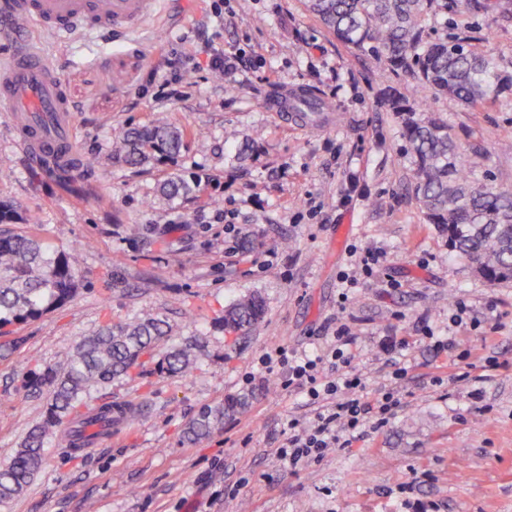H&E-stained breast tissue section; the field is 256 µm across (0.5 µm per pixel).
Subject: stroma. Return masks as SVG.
I'll return each instance as SVG.
<instances>
[{"label": "stroma", "instance_id": "obj_1", "mask_svg": "<svg viewBox=\"0 0 512 512\" xmlns=\"http://www.w3.org/2000/svg\"><path fill=\"white\" fill-rule=\"evenodd\" d=\"M455 30L512 75V22L460 13ZM28 35L74 109L76 164L62 175L32 164L0 112V202L25 218L11 232L78 250L82 278L62 306L0 328V467L46 415L31 372L139 316L179 333L107 390L141 415L80 453L57 431L39 473L0 512H512V279L487 283L421 211L400 122L379 105L389 86L411 96L410 80L337 40L305 0H157L135 29L62 39L33 24ZM204 40L241 57L236 73L211 71ZM157 72L188 77L189 97L157 99ZM273 84L322 91L329 119L314 130L282 123L265 106ZM425 110L447 119L475 177L512 186V152L498 149L512 95L471 109L430 94ZM159 112L200 135L143 167L113 154L115 131ZM174 175L192 190L171 200L159 187ZM353 248L381 250L385 262L345 291ZM250 292L265 300L263 319L224 329L225 309ZM458 302L468 308L459 326L449 320ZM340 321L356 335L350 370L365 396L393 389L405 405L294 472L278 450L289 419L314 407L259 360L279 345L320 353ZM186 337L197 367L161 373L158 360ZM391 337L406 340L404 354L384 350ZM448 337L470 353L468 380L433 348ZM237 397L242 412L185 443L202 407Z\"/></svg>", "mask_w": 512, "mask_h": 512}]
</instances>
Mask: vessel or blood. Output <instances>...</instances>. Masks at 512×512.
Segmentation results:
<instances>
[{
    "label": "vessel or blood",
    "instance_id": "vessel-or-blood-1",
    "mask_svg": "<svg viewBox=\"0 0 512 512\" xmlns=\"http://www.w3.org/2000/svg\"><path fill=\"white\" fill-rule=\"evenodd\" d=\"M155 0H0V26L18 36L7 62H0V112L11 113L14 126L33 162H44L71 150L70 124L59 80L43 51L26 40L28 23L58 34L73 30L131 29L148 19ZM316 93L304 87L279 89L268 105L283 122L318 128L323 116L304 109Z\"/></svg>",
    "mask_w": 512,
    "mask_h": 512
}]
</instances>
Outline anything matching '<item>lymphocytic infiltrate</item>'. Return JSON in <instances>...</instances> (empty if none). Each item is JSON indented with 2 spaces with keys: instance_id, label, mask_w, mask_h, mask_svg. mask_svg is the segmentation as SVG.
Instances as JSON below:
<instances>
[{
  "instance_id": "lymphocytic-infiltrate-1",
  "label": "lymphocytic infiltrate",
  "mask_w": 512,
  "mask_h": 512,
  "mask_svg": "<svg viewBox=\"0 0 512 512\" xmlns=\"http://www.w3.org/2000/svg\"><path fill=\"white\" fill-rule=\"evenodd\" d=\"M354 341L351 328L342 323L323 354L292 356L279 348L262 357V367L276 375L282 389H301L320 405L309 425L289 420L288 445L279 451L289 467L297 469L322 460L328 450L341 447L342 434L357 433L368 424L377 429L386 426L401 405V396L392 391L372 399L364 397L361 378L348 371L346 348Z\"/></svg>"
}]
</instances>
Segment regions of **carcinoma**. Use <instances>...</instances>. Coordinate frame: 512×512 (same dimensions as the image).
Returning <instances> with one entry per match:
<instances>
[{"instance_id":"obj_1","label":"carcinoma","mask_w":512,"mask_h":512,"mask_svg":"<svg viewBox=\"0 0 512 512\" xmlns=\"http://www.w3.org/2000/svg\"><path fill=\"white\" fill-rule=\"evenodd\" d=\"M309 9L342 43L399 76L412 81L413 91H430L468 108L485 107L512 91V81L499 73L494 57L454 33L431 35L430 21L467 9L488 12L485 0H308ZM382 105L401 120L406 154L413 164L414 192L430 223L448 235L451 252L469 260L475 272L494 284L512 279V190L478 180L465 171V150L457 146L448 120L417 116V109L396 90L382 94ZM195 127H177L159 115L147 125L120 132L116 152L131 166L176 155ZM172 197L191 191L188 182L173 177L164 183ZM79 254L52 248L37 235L0 234V326L43 316L78 291ZM265 312L263 299L244 295L224 314V326L242 329ZM167 320L139 318L101 327L79 339L61 364L33 383L47 387L49 408L32 429L11 462L0 468V504L19 495L41 469L47 439L56 428L70 426L69 445L81 448L91 436L86 427L108 429L137 409L101 404L87 411L93 393L152 358L158 344L174 335ZM198 362L196 345L184 342L162 360L170 375L187 373ZM242 402L231 399L203 408L184 430V439L200 443L224 424V416Z\"/></svg>"}]
</instances>
